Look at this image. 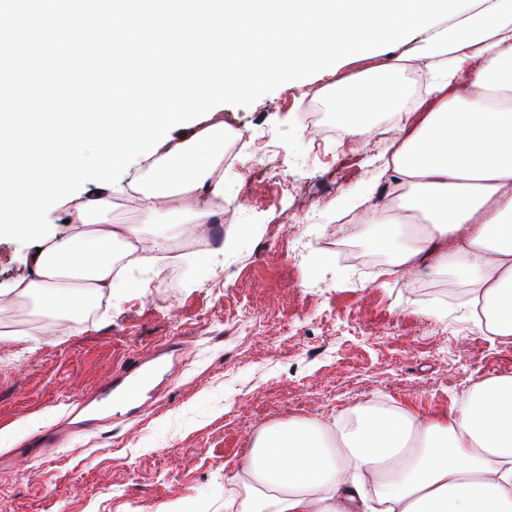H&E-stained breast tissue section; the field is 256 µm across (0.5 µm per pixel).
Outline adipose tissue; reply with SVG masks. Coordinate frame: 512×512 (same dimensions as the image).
<instances>
[{
	"instance_id": "adipose-tissue-1",
	"label": "adipose tissue",
	"mask_w": 512,
	"mask_h": 512,
	"mask_svg": "<svg viewBox=\"0 0 512 512\" xmlns=\"http://www.w3.org/2000/svg\"><path fill=\"white\" fill-rule=\"evenodd\" d=\"M432 76L427 111L392 90L348 99L344 131L371 136L391 114L401 140L391 162L400 211L368 206L395 258L384 276L467 284L484 305L480 329L512 337V0H483L427 30L416 49ZM199 199L207 223L224 195V126L192 130L156 158L129 201L143 221H112V192L70 212L62 244L32 254L24 285L45 326L130 286V264L153 265L171 228L163 198ZM229 512H512V376L484 377L446 414L356 403L333 419L261 431L233 475Z\"/></svg>"
}]
</instances>
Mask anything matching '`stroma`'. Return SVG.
Wrapping results in <instances>:
<instances>
[{"mask_svg": "<svg viewBox=\"0 0 512 512\" xmlns=\"http://www.w3.org/2000/svg\"><path fill=\"white\" fill-rule=\"evenodd\" d=\"M420 39L198 118L246 135L224 170V195L241 205L216 248L188 257L177 287H163L157 265L76 325L0 335V512H224L228 479L264 428L359 402L444 413L476 379L512 375V340L478 332L467 302L420 295L328 246L395 136L333 147L301 114L311 101L340 113V91L356 81H405L390 66ZM37 248L0 238V321ZM171 341L180 356L146 415L117 407L82 426L83 405L114 371ZM54 426L57 446L28 454Z\"/></svg>", "mask_w": 512, "mask_h": 512, "instance_id": "1", "label": "stroma"}]
</instances>
